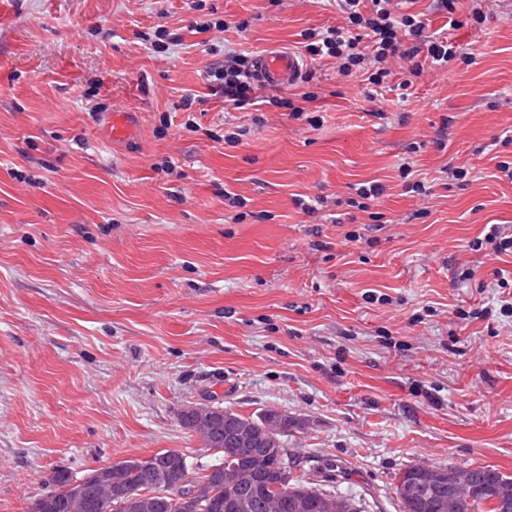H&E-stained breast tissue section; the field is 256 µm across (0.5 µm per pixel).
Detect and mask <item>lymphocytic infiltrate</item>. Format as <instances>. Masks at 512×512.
<instances>
[{
  "label": "lymphocytic infiltrate",
  "instance_id": "1",
  "mask_svg": "<svg viewBox=\"0 0 512 512\" xmlns=\"http://www.w3.org/2000/svg\"><path fill=\"white\" fill-rule=\"evenodd\" d=\"M457 2L438 0V9L449 15L448 26L430 35L419 15L403 12L404 0H336L343 15L340 25L305 33L303 50L309 57L331 61L346 75L366 68L368 83L377 87L391 76L393 66H400L401 85L407 88L425 69L445 68L457 58ZM252 66L249 56L225 52L223 65L205 70L209 89L234 108L257 105L261 85L251 74Z\"/></svg>",
  "mask_w": 512,
  "mask_h": 512
}]
</instances>
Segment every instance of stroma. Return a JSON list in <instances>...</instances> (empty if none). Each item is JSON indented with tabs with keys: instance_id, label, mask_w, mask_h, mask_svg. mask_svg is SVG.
Wrapping results in <instances>:
<instances>
[{
	"instance_id": "35a3bbf8",
	"label": "stroma",
	"mask_w": 512,
	"mask_h": 512,
	"mask_svg": "<svg viewBox=\"0 0 512 512\" xmlns=\"http://www.w3.org/2000/svg\"><path fill=\"white\" fill-rule=\"evenodd\" d=\"M22 2L0 27V512H30L59 469L216 463L188 405L287 414L291 479L343 477L364 512H402L413 465L512 476V318L489 311L512 257L470 247L512 225V144H492L512 134V0L404 96L307 62L292 91L317 129L269 102L253 125L204 73L229 48H298L339 24L334 0ZM117 108L135 142L108 140ZM368 180L386 187L369 232L346 205Z\"/></svg>"
}]
</instances>
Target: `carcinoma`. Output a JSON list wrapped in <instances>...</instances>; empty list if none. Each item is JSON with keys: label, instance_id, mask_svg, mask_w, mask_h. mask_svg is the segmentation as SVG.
Instances as JSON below:
<instances>
[{"label": "carcinoma", "instance_id": "cac0c4a2", "mask_svg": "<svg viewBox=\"0 0 512 512\" xmlns=\"http://www.w3.org/2000/svg\"><path fill=\"white\" fill-rule=\"evenodd\" d=\"M232 419L230 427L253 435L262 441L260 448L243 451L233 445L224 434V417ZM293 421L275 411L245 418L226 409L216 415L207 434L200 435L205 447L222 457V462L204 468L197 477L201 484L211 487V495L186 502L173 500L169 494L179 487L191 467H182L188 461L178 450H161L154 457L168 467L169 489L159 491L148 500L141 491L153 487L150 471L131 459L119 462L124 471L114 472L120 485H108V477L92 470L81 478H73L67 471L58 470L51 478L52 489L38 496L40 505L32 512H361L360 495L347 489L331 494L312 485L290 481L282 494L271 489L283 484L278 467L284 454L282 437L288 435ZM442 481L428 496L401 498L404 512H479L487 502L493 503L490 512H502V505H512V478L486 467L466 470L471 484L478 488L473 495L453 496L448 482L460 470L441 469Z\"/></svg>", "mask_w": 512, "mask_h": 512}]
</instances>
